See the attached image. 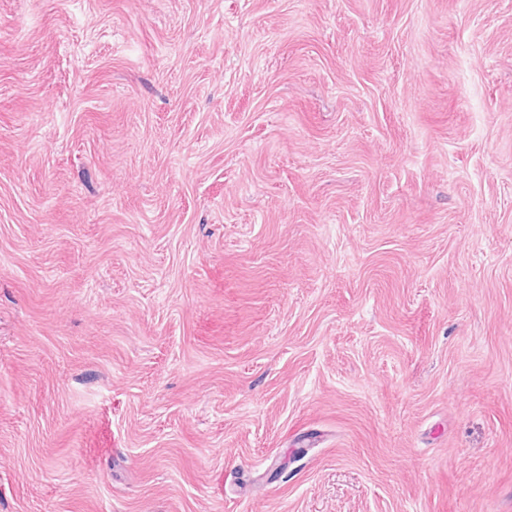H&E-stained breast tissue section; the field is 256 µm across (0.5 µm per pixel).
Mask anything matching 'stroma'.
Listing matches in <instances>:
<instances>
[{"mask_svg": "<svg viewBox=\"0 0 512 512\" xmlns=\"http://www.w3.org/2000/svg\"><path fill=\"white\" fill-rule=\"evenodd\" d=\"M0 512H512V0H0Z\"/></svg>", "mask_w": 512, "mask_h": 512, "instance_id": "obj_1", "label": "stroma"}]
</instances>
